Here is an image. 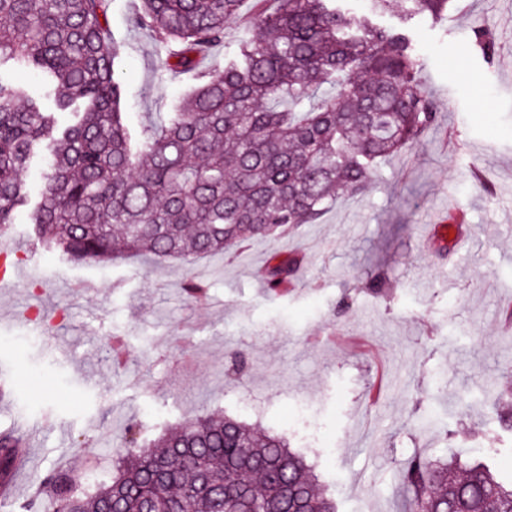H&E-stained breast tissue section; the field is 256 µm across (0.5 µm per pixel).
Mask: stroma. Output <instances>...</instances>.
<instances>
[{"label": "stroma", "instance_id": "obj_1", "mask_svg": "<svg viewBox=\"0 0 512 512\" xmlns=\"http://www.w3.org/2000/svg\"><path fill=\"white\" fill-rule=\"evenodd\" d=\"M138 7L107 3L121 109L136 121L172 111L194 86L164 71L131 23ZM481 25L496 38L489 64L469 48ZM413 29L437 120L319 223L235 258L103 264L44 252L17 213L0 236L12 270L0 280V377L16 381L0 431L24 427L16 453L30 464L0 512L49 473L83 471L88 455L111 469L128 419L154 437L213 409L283 434L308 410L323 437L308 456L336 512H398L400 469L419 452L466 462L481 448L512 472V407L487 406L512 386V11L453 0ZM446 209L476 238L469 256L433 223ZM274 254L300 259L280 294L265 284ZM190 271L209 282L207 299L182 293Z\"/></svg>", "mask_w": 512, "mask_h": 512}]
</instances>
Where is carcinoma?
<instances>
[{
  "instance_id": "obj_1",
  "label": "carcinoma",
  "mask_w": 512,
  "mask_h": 512,
  "mask_svg": "<svg viewBox=\"0 0 512 512\" xmlns=\"http://www.w3.org/2000/svg\"><path fill=\"white\" fill-rule=\"evenodd\" d=\"M241 0H140L134 27L165 53L167 70L197 83L157 122L120 111L119 46L106 0H0V65L55 87L54 112L85 104L62 130L42 98L0 81V226L28 205L24 174L41 159L33 210L39 245L67 259L110 263L121 251L188 265L256 237L315 224L341 194L364 193L380 161L413 150L437 116L422 89L408 23L438 19L452 0H403V26L372 21L397 0H274L259 8L224 66L198 57L224 45ZM493 34L475 31L490 56ZM296 264L270 258L277 292ZM126 453L103 480L46 475L23 509L54 512H336L312 465L279 433L222 412L195 415L157 438L125 426ZM18 439L0 435V478ZM402 512H512V484L482 463L415 455L401 469Z\"/></svg>"
}]
</instances>
